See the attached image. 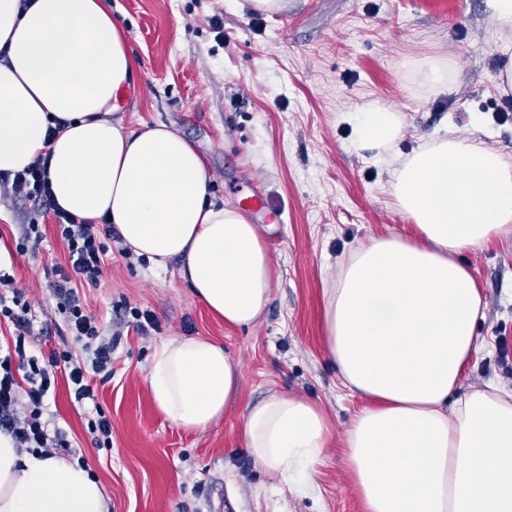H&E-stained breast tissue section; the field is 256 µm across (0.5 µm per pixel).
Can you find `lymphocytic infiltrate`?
Returning a JSON list of instances; mask_svg holds the SVG:
<instances>
[{"mask_svg": "<svg viewBox=\"0 0 512 512\" xmlns=\"http://www.w3.org/2000/svg\"><path fill=\"white\" fill-rule=\"evenodd\" d=\"M31 202L40 214H53L58 235L68 252L67 266L52 270L50 286L62 314L73 349H57L49 328L35 329L30 305L14 288L9 273H0V318L14 327L11 342L0 355V432L11 435L17 448L53 455L67 447L61 432L49 429L46 400L55 387L57 371H64L71 398L85 407L88 429L98 448L112 445V424L96 401L94 378L112 376V339L105 336L80 294L99 286L103 276L111 224H94L66 213L49 187L47 158H38L26 170L0 173V185Z\"/></svg>", "mask_w": 512, "mask_h": 512, "instance_id": "1", "label": "lymphocytic infiltrate"}]
</instances>
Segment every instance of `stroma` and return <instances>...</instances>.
<instances>
[{
    "mask_svg": "<svg viewBox=\"0 0 512 512\" xmlns=\"http://www.w3.org/2000/svg\"><path fill=\"white\" fill-rule=\"evenodd\" d=\"M138 66L113 120L127 130L162 123L198 151L220 200L260 194L284 221L265 239L279 271L271 303L252 330L226 328L195 298L176 266L153 269L108 243L103 280L85 302L106 334H119L112 377L96 382L112 422V445L94 448L87 418L59 384L50 404L66 435L61 457L87 458L109 512H362L343 453L332 446L316 489L302 498L279 489L240 440L242 412L274 390L323 403L337 424L358 408L324 355V290L364 238L414 234L391 197L393 165L358 147L346 116L378 102L396 108L407 133L402 153L431 137L468 134L484 120L486 140L512 155V99L493 86L497 36L484 0H288L268 15L234 0H111ZM456 59L459 88L434 93L411 60ZM29 204L0 187V243L14 286L32 304L35 327L61 317L48 286L67 262L51 218L39 220L38 253H15ZM482 289L480 348L468 380L512 390V238L459 254ZM170 336L222 342L241 363L244 388L207 430L167 421L146 383L155 346Z\"/></svg>",
    "mask_w": 512,
    "mask_h": 512,
    "instance_id": "1",
    "label": "stroma"
}]
</instances>
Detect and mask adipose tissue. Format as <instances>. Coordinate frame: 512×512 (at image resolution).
I'll list each match as a JSON object with an SVG mask.
<instances>
[{"label":"adipose tissue","instance_id":"adipose-tissue-1","mask_svg":"<svg viewBox=\"0 0 512 512\" xmlns=\"http://www.w3.org/2000/svg\"><path fill=\"white\" fill-rule=\"evenodd\" d=\"M499 43L495 90L512 97V0H485ZM0 173L49 155L57 205L108 219L131 254L180 279L228 328H249L276 270L259 225L216 201L193 146L162 123L124 130L112 102L137 60L109 0H0ZM380 156L405 136L394 108L347 116ZM468 136H438L398 159L390 183L413 238L358 242L325 291V354L361 406L343 433L319 403L271 392L248 405L240 437L289 494L313 491L340 438L364 512H512V392L464 386L482 299L458 254L512 235V157ZM161 413L187 430L223 417L238 362L200 336L160 341L146 377ZM0 512H108L87 466L16 448L0 433Z\"/></svg>","mask_w":512,"mask_h":512}]
</instances>
